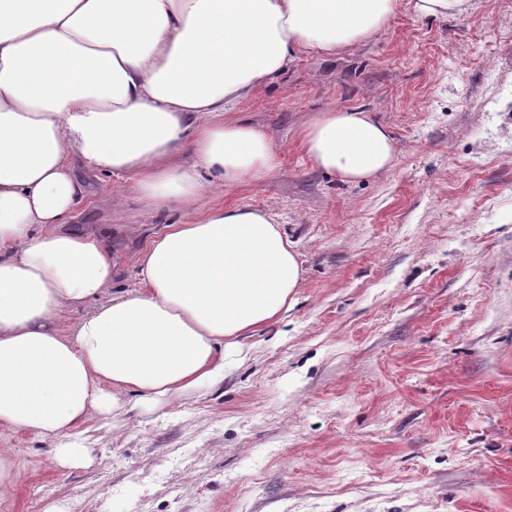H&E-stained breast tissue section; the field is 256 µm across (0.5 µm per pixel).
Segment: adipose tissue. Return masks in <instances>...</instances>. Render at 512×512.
<instances>
[{"mask_svg": "<svg viewBox=\"0 0 512 512\" xmlns=\"http://www.w3.org/2000/svg\"><path fill=\"white\" fill-rule=\"evenodd\" d=\"M404 3L437 16L466 0H0V429L88 466L70 443L80 427L223 381L226 341L275 321L302 285L272 214L200 204L277 166L261 129L224 114L298 51L356 48ZM299 142L349 182L396 152L351 108L302 121ZM80 168L120 178L111 206L131 186L183 221L119 256L72 223ZM124 261L138 279L116 292Z\"/></svg>", "mask_w": 512, "mask_h": 512, "instance_id": "adipose-tissue-1", "label": "adipose tissue"}]
</instances>
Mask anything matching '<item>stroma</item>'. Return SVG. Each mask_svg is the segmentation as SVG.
Here are the masks:
<instances>
[{
	"mask_svg": "<svg viewBox=\"0 0 512 512\" xmlns=\"http://www.w3.org/2000/svg\"><path fill=\"white\" fill-rule=\"evenodd\" d=\"M374 115L395 140L349 183L299 144L302 118ZM278 166L227 207L274 214L303 268L288 311L226 353L224 380L79 428L89 467L0 435L19 477L0 512H512V0L397 11L355 49L297 52L230 113ZM76 221L117 250L163 225L116 179L80 171Z\"/></svg>",
	"mask_w": 512,
	"mask_h": 512,
	"instance_id": "1",
	"label": "stroma"
}]
</instances>
